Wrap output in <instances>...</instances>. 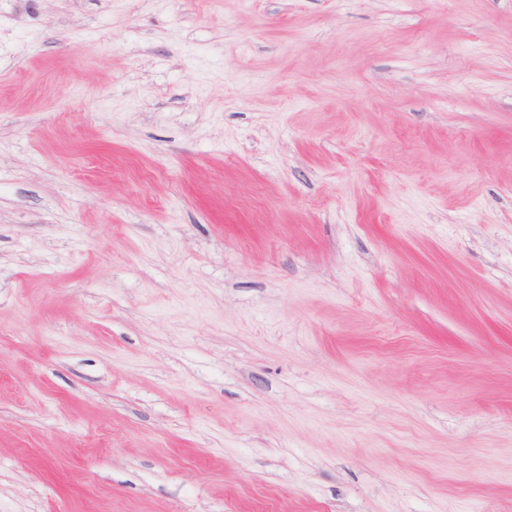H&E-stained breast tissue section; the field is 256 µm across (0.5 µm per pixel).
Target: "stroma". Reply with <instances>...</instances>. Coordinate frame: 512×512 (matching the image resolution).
Returning <instances> with one entry per match:
<instances>
[{
	"label": "stroma",
	"mask_w": 512,
	"mask_h": 512,
	"mask_svg": "<svg viewBox=\"0 0 512 512\" xmlns=\"http://www.w3.org/2000/svg\"><path fill=\"white\" fill-rule=\"evenodd\" d=\"M0 512H512V0H0Z\"/></svg>",
	"instance_id": "35a3bbf8"
}]
</instances>
